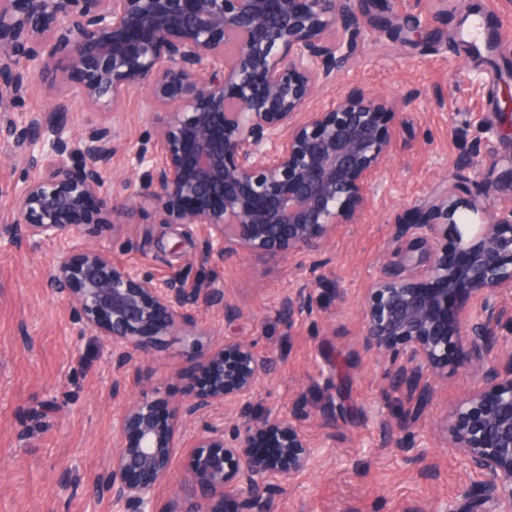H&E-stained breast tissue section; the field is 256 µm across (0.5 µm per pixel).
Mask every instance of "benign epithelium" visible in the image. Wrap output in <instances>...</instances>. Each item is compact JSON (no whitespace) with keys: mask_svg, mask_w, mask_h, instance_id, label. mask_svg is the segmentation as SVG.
Instances as JSON below:
<instances>
[{"mask_svg":"<svg viewBox=\"0 0 512 512\" xmlns=\"http://www.w3.org/2000/svg\"><path fill=\"white\" fill-rule=\"evenodd\" d=\"M365 0H0V136L24 152L34 173L14 187L19 235L64 242L50 276L53 293L71 300L83 327L112 344V367L145 379L156 341L181 331L197 336L191 309L219 305L241 315L216 289L159 281L87 244L83 230L106 224L116 196L107 186L117 154L112 127L66 134L68 91L99 113L117 111L148 91L162 109L157 135L134 154L144 168L137 188L163 224H198L200 260L239 254L310 258L323 275L332 232L367 207L387 166L388 123L401 113L360 85L327 110L308 109L316 90L346 66L364 27ZM385 27L416 34L420 24L390 13ZM55 109L12 113L34 77L55 63ZM467 168L488 170L476 192L457 177L441 180L413 220L406 263L386 266L364 306L363 346L395 365L394 382L421 416L448 366V346H467L483 386L450 417L448 436L465 464L482 474L496 512H512V310L497 294L512 291V156H486ZM453 225V252L426 248ZM462 298L453 329L439 314L448 294ZM306 306L304 289L281 301L288 316ZM210 349L178 375L204 373L209 384L154 419L156 400L126 402L114 426L106 492L119 512H222L231 495L246 512H274V491L316 462V442L287 417H237L250 407L274 360L252 344L210 334ZM222 409L233 426L189 427ZM278 431L280 449L256 451ZM188 440L194 499L175 494L158 508L175 449Z\"/></svg>","mask_w":512,"mask_h":512,"instance_id":"obj_1","label":"benign epithelium"}]
</instances>
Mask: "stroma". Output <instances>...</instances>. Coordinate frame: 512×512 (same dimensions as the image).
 I'll use <instances>...</instances> for the list:
<instances>
[{"instance_id": "obj_1", "label": "stroma", "mask_w": 512, "mask_h": 512, "mask_svg": "<svg viewBox=\"0 0 512 512\" xmlns=\"http://www.w3.org/2000/svg\"><path fill=\"white\" fill-rule=\"evenodd\" d=\"M393 14L412 18L421 34L366 22L347 66L319 88L314 108H329L347 86L382 94L409 115L396 128L387 168L357 223L337 225L330 263L320 281L305 283L300 258L241 255L199 265L200 227L160 223L152 203L121 191L110 223L85 229L113 259L194 288L199 276L223 290L242 314L226 320L217 306L198 305L196 341L167 337L151 361V380L112 373V347L81 329L71 302L50 291L60 244L9 242L13 188L29 172L16 148L0 142V512H113L102 492L122 412L112 384L126 395L155 394L171 404L193 390L176 371L209 348L207 331L250 342L276 359L258 386L250 416L294 420L322 453L275 498L277 512H495L485 477L470 471L447 440L446 421L480 376L465 348L448 350L438 393L417 422L393 387L394 367L362 346L363 307L383 265L399 263L407 241L397 235L443 176L468 187L478 179L462 156L512 154V121L498 108L501 79L512 59V0H448L433 18V0H389ZM68 128L112 126L117 179L138 181L131 154L154 135L157 108L148 92L132 94L115 112L72 107ZM308 284L310 309L287 315L285 294Z\"/></svg>"}]
</instances>
